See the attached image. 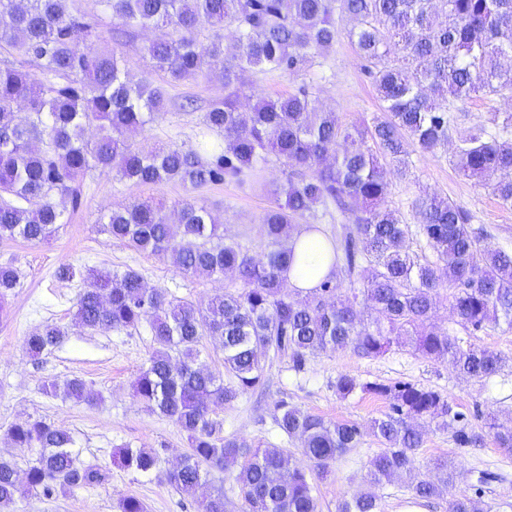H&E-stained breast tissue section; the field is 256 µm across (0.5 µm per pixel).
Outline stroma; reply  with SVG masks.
<instances>
[{
	"instance_id": "obj_1",
	"label": "stroma",
	"mask_w": 512,
	"mask_h": 512,
	"mask_svg": "<svg viewBox=\"0 0 512 512\" xmlns=\"http://www.w3.org/2000/svg\"><path fill=\"white\" fill-rule=\"evenodd\" d=\"M89 14L98 16L95 47L117 48L136 75L150 77L167 99V111L150 128L130 134L136 149L178 144L194 146L201 129V115L224 97L220 68L205 71L195 79L173 82L150 69L141 56L150 39L147 31L115 39L110 19L100 18L96 0H85ZM341 33L335 45L311 63L291 71L250 70L242 75L248 89L276 98L311 88L320 106L336 112L341 125L371 121L381 111V101L364 71L347 32L350 23L340 20ZM411 161L407 176L393 179L389 203L399 210L412 235L413 251L422 257L431 250L417 235L414 200L438 195L467 208L472 224L484 228L486 242L512 250V207L499 203L493 193L494 177L469 179L450 162V146L422 152L408 147ZM206 201L225 235L236 238L254 255H261L264 241L260 218L269 205L262 191L224 181L191 191L174 181L139 186L118 181L111 174L93 171L83 181L81 205L66 213L67 222L50 239L31 244L22 240H0V265L17 268L20 280L6 298V313L0 315V454L12 458L18 469H26L36 451L12 447L8 428L29 418H38L68 430L78 463L101 468L105 481L94 487L77 486L66 492L17 499L13 512H120L122 497L133 495L146 512H199L196 497L179 492L165 477L187 452L185 435L167 418L149 410L131 394V385L146 365L153 345L146 327L136 330L87 331L73 320L75 303L89 274L138 270L150 288H160L193 301L206 300L231 285V276H184L170 259L137 252L112 239L100 224L101 213L152 199L166 204L176 214L191 197ZM437 326L463 343L475 344L507 357L506 366L491 378L475 382L457 376L447 364L406 350H392L376 358H362L352 351H326L307 358L295 368L290 357L268 361L264 382L216 409L214 417L221 433L246 442H265L287 449L301 466L308 459L301 442L281 434L273 422L278 401L332 421L356 425L362 432L357 448L337 459L330 474L317 479L316 495L321 512H336L338 503L364 489L363 475L369 459L380 451L370 425L390 411L387 400L358 393L340 398L336 379L347 373L361 381L411 382L440 393L460 412V426L473 438L461 444L455 430L422 425V444L416 457L420 465L445 458L462 474L461 488L480 512H512V450L497 446L485 424L487 415L512 425V328L500 326L465 332L455 324L447 302L434 311ZM47 324L63 328V341L38 357H30L26 339ZM78 377L100 396L96 404L62 400L47 393V382ZM121 448H146L160 460L157 471L142 474L120 465L115 457ZM382 512H448V499H416L403 479L375 487Z\"/></svg>"
}]
</instances>
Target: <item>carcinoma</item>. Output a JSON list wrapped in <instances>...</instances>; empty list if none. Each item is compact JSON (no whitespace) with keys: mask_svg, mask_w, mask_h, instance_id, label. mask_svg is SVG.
Returning <instances> with one entry per match:
<instances>
[{"mask_svg":"<svg viewBox=\"0 0 512 512\" xmlns=\"http://www.w3.org/2000/svg\"><path fill=\"white\" fill-rule=\"evenodd\" d=\"M128 36L152 29L143 57L171 81L193 79L222 63L224 99L202 116L196 147L169 145L143 152L126 133L143 129L165 112L160 88L135 79L115 49L92 47L94 24L83 0H0V50L14 51L40 71L0 67V239L40 243L64 223L59 201L77 208L90 170L137 185L177 180L193 191L225 179L257 184L269 157L290 169L285 183L270 190L264 211L262 257L224 235L203 199L183 202L178 223L161 204L148 201L101 217L107 232L132 249L169 257L184 276L231 272L239 287L207 303L178 298L145 286L127 269L86 281L74 312L85 330H137L148 324L154 350L132 384L133 397L174 422L190 453L166 473L180 492L194 494L213 470L239 467L235 477L244 512H320L314 476L328 473L361 439L353 424L327 420L282 400L273 420L279 431L299 437L312 474L283 448L220 436L215 408L262 383L270 354H287L300 367L307 357L351 350L379 357L392 348L448 364L481 382L500 372L498 352L461 346L432 323L440 300L450 303L455 322L479 331L505 323L512 328V251L491 248L472 228V215L446 198L415 202L419 233L432 250L421 258L410 250L409 226L389 206L390 175H405L408 142L432 152L455 142L452 163L465 176H498L494 194L512 206V113L494 112L485 124L466 126L454 101L472 96L512 98V0H98ZM355 22L349 30L382 102L371 124L350 129L335 112L315 104L312 92L268 98L247 93L240 73L294 70L331 48L339 36L336 16ZM206 27H231L232 52L215 32L205 48ZM21 104L26 119L14 106ZM95 135L85 137L88 129ZM389 158L381 164L377 153ZM336 208L352 227L342 241L325 236L317 208ZM319 234L331 245L334 276L303 292L286 288L300 261L295 234ZM342 274L349 287H342ZM19 284L17 270L0 266V299ZM65 330L48 324L27 337L37 356L59 345ZM205 336L219 338L226 384L200 361ZM66 400L93 403L98 394L73 377L50 383ZM389 401L391 412L372 424L382 450L367 464L370 488L395 477L415 497L448 495V512H477L457 492L461 475L446 459L424 470L416 459L419 430L406 419H428L442 428L462 417L438 392L411 383L336 379V393L357 392ZM500 448L512 450V427L491 423ZM17 448H36L25 472L0 456V512L37 491L96 486L105 474L76 463L70 432L43 420L10 426ZM120 462L151 473L157 455L124 448ZM200 512H224V491L204 497ZM336 512H380L370 490L342 500Z\"/></svg>","mask_w":512,"mask_h":512,"instance_id":"carcinoma-1","label":"carcinoma"}]
</instances>
